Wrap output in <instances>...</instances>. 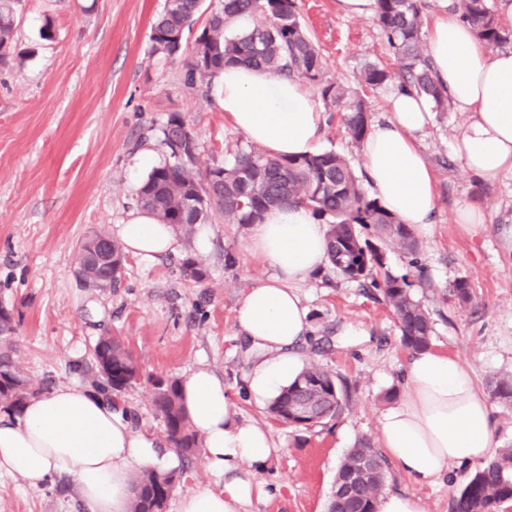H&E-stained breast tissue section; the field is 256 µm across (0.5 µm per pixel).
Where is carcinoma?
Instances as JSON below:
<instances>
[{
	"mask_svg": "<svg viewBox=\"0 0 512 512\" xmlns=\"http://www.w3.org/2000/svg\"><path fill=\"white\" fill-rule=\"evenodd\" d=\"M19 0H0V63L14 58L15 15ZM203 0H164L152 27V50L165 57L178 51L173 37L192 27ZM422 0H376L373 21L384 35L397 70L368 62L360 70L357 87L324 79L325 65L314 41L298 20L296 0H220L205 26L195 37L186 70L187 83L200 89L229 65L261 69L273 76L307 81L322 99L342 113L346 134L361 144L370 116L365 96L388 84L410 89L432 102L438 112L451 102L436 83L422 38ZM453 9L470 25L479 41L496 49L512 42V30L501 22L494 0H454ZM257 16L260 24L235 34L232 26L242 15ZM165 149L161 163L153 167L137 191V202L162 224H170L186 236L194 226L206 224L212 215L226 224H255L269 210L284 204H302L323 223L329 266L337 275L368 285L379 292L392 310L404 346L414 352L430 346L433 312L416 297V282L409 275H395L385 266V253L397 248L417 269L420 244L413 231L365 192L349 159L334 151H319L300 158L271 156L261 149L240 150L230 165L214 164L202 172L197 167L198 139L184 118L174 113L160 128ZM124 259L119 243L102 234L80 243L77 273L90 288H114L121 271L99 261L103 254ZM182 272L196 282L208 278V268L191 255L183 258ZM452 296L460 304L471 300L469 281L454 282ZM14 308L0 305V410L19 414L27 400L43 392L24 372L14 340ZM93 385L115 393L146 380L152 386V403L160 415L168 440L191 459L200 439L183 405L180 381L144 375L125 342L106 333L93 349ZM493 398L512 402V375L491 383ZM349 403L345 382L321 365L311 362L272 399L269 411L291 423L307 415L309 428L339 418ZM388 462L367 437H360L340 464L327 512H377L385 486ZM174 473L145 469L138 474L131 512H165L179 484ZM512 501V447L478 469L453 498L451 512H499Z\"/></svg>",
	"mask_w": 512,
	"mask_h": 512,
	"instance_id": "obj_1",
	"label": "carcinoma"
}]
</instances>
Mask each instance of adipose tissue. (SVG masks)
Segmentation results:
<instances>
[{"instance_id":"obj_1","label":"adipose tissue","mask_w":512,"mask_h":512,"mask_svg":"<svg viewBox=\"0 0 512 512\" xmlns=\"http://www.w3.org/2000/svg\"><path fill=\"white\" fill-rule=\"evenodd\" d=\"M428 45L436 80L465 116L454 154L479 185L512 173V50L488 53L453 12L436 18ZM211 84L222 91L225 119L251 144L277 156L318 152L325 117L301 82L228 66ZM387 99V116L362 143L366 181L386 210L424 235L437 198L414 134L430 122L431 104L394 86ZM325 232L302 205L272 209L251 227L249 249L272 269L248 288L236 315L253 354L248 389L254 397L277 395L297 374L298 346L308 330L298 289L327 262ZM116 235L128 253L143 258L177 249L170 225L145 210L131 212ZM404 387L379 427L380 446L400 472L432 484L493 456L489 402L466 363L435 350L415 353ZM181 395L206 465L222 484L180 494L176 512H250L268 495L256 473L276 454L270 432L235 416L223 378L208 366L182 380ZM180 466L175 449L135 429L120 402L91 386L63 384L29 398L21 413H0V478H21L35 490L53 475H70L88 512H129L141 469L169 473Z\"/></svg>"}]
</instances>
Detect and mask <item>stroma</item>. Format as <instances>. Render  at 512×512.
Wrapping results in <instances>:
<instances>
[{
	"mask_svg": "<svg viewBox=\"0 0 512 512\" xmlns=\"http://www.w3.org/2000/svg\"><path fill=\"white\" fill-rule=\"evenodd\" d=\"M164 0H21L18 57L0 65V303L13 307L20 360L45 389L91 381L92 350L104 331L122 336L142 372L181 379L199 364L223 377L237 416L270 430L278 452L261 470L270 494L252 512H327L336 470L358 437L377 438L382 414L402 394L410 350L386 304L357 283L322 268L299 290L308 309L303 362L346 379L351 401L336 420L307 429L272 418L268 400L247 390L252 359L236 324L247 288L271 268L248 249L250 230L213 215L207 246L179 237L175 252L153 260L126 255L116 287L96 291L78 281V247L94 233L114 237L136 210L147 169L144 150L160 151L158 129L181 114L199 142L198 167L232 162L248 149L224 119L219 94L185 82L188 55L165 59L151 49V26ZM299 19L317 43L325 78L352 85L368 61H395L371 18L346 15L340 0H298ZM52 18L53 41L39 32ZM463 116L433 113L417 136L434 171L439 205L422 238L429 283L423 300L436 311L431 347L462 359L481 388L512 374V256L499 245L512 224V175L475 186L451 142ZM478 199L486 224L478 234L452 220L455 207ZM236 258L224 263L225 253ZM204 259L209 276H183L180 262ZM468 279L472 299L458 303L451 285ZM135 428L164 425L140 383L121 394ZM420 485L390 469L386 491L411 494L424 512H450L472 474ZM0 512H85L72 476L40 489L0 479Z\"/></svg>",
	"mask_w": 512,
	"mask_h": 512,
	"instance_id": "35a3bbf8",
	"label": "stroma"
}]
</instances>
